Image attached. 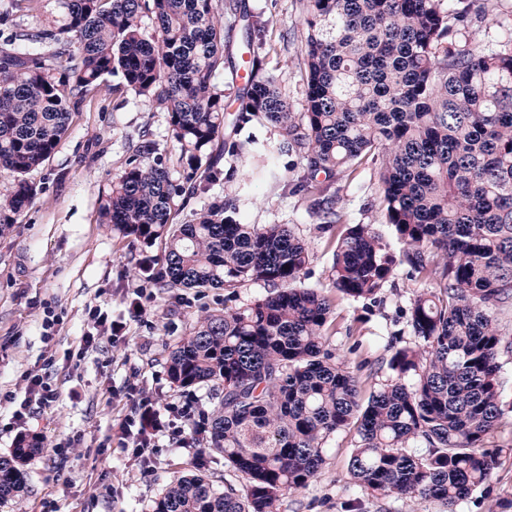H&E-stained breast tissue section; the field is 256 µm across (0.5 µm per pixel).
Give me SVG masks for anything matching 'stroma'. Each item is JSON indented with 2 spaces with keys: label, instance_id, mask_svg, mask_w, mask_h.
<instances>
[{
  "label": "stroma",
  "instance_id": "stroma-1",
  "mask_svg": "<svg viewBox=\"0 0 512 512\" xmlns=\"http://www.w3.org/2000/svg\"><path fill=\"white\" fill-rule=\"evenodd\" d=\"M242 2L270 19L267 67L278 74L279 89L293 111H302L299 56L305 24L299 0ZM144 136L154 142L171 174L179 175L166 113L133 95H115L111 82H104L72 113L69 132L50 160L29 173L39 193L17 224L0 235V456L15 446L9 423L14 400L23 397L26 374L48 371L58 392L50 407L34 410L29 419V433L43 437L45 448L24 467L22 497L0 503V512H151L174 473L201 467L216 480L228 477L223 457L206 450L195 455L170 447L154 470L144 473L119 449L117 424L130 412L129 385L162 407L193 398L198 409H211L214 391L204 385L178 387L165 362L173 346L192 333L201 307L224 305L220 290L181 296L155 287L140 268L145 258L161 255V244L130 245L100 221V205L113 178L132 144ZM299 169L298 156L289 154L276 173H247L250 187L238 203L239 215L249 224L295 225L314 254L306 285L334 294L327 237L304 194L293 189ZM336 188L352 221L374 225L384 242L398 249L374 205L378 185L371 170L345 175ZM426 286L401 268L379 302L334 295L336 320L327 344L348 356L359 377H367L369 364L386 356L391 337L410 339L405 309ZM141 289L148 294L146 313L132 321L127 298ZM93 309L125 322L124 337L114 342L104 336L93 348H84ZM49 313L56 326L47 341L42 323ZM498 362L503 418L487 441L499 459L490 492L474 491L452 510L436 501L373 498L349 473L353 440L343 433L329 442L326 463L310 485L282 496L279 512H512V349L501 350ZM73 437L79 446L55 456V445Z\"/></svg>",
  "mask_w": 512,
  "mask_h": 512
}]
</instances>
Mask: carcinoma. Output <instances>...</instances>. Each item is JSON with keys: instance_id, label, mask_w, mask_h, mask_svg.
Returning a JSON list of instances; mask_svg holds the SVG:
<instances>
[{"instance_id": "1", "label": "carcinoma", "mask_w": 512, "mask_h": 512, "mask_svg": "<svg viewBox=\"0 0 512 512\" xmlns=\"http://www.w3.org/2000/svg\"><path fill=\"white\" fill-rule=\"evenodd\" d=\"M10 0L0 25L28 10ZM494 0H303L304 111L295 112L266 68L270 19L243 12L247 82L230 99L224 73V0H61V19L13 28L0 42V234L36 197L27 174L48 161L89 93L109 77L167 112L178 162L172 177L144 141L132 149L100 207L101 221L146 247L164 243L146 279L170 291L226 292L204 308L169 354L182 388L206 385L217 402L205 447L224 456L238 489L204 474L173 477L152 512H278L326 462L328 441L353 435L350 472L380 499L437 500L448 507L491 490L500 426L497 357L512 341L496 311L512 298V32L493 47L472 43L473 18ZM155 22L148 34L144 19ZM269 125L266 144L240 134ZM295 153L298 184L329 233L332 287L377 302L401 266L432 281L407 307L413 341L391 339L363 389L325 336L334 300L304 284L313 252L290 224H245L230 193L173 223L176 200L202 190L228 164L278 167ZM369 167L376 207L403 250L371 224L348 222L331 191ZM274 291L231 306L250 284ZM37 435L0 457V501L25 488Z\"/></svg>"}]
</instances>
